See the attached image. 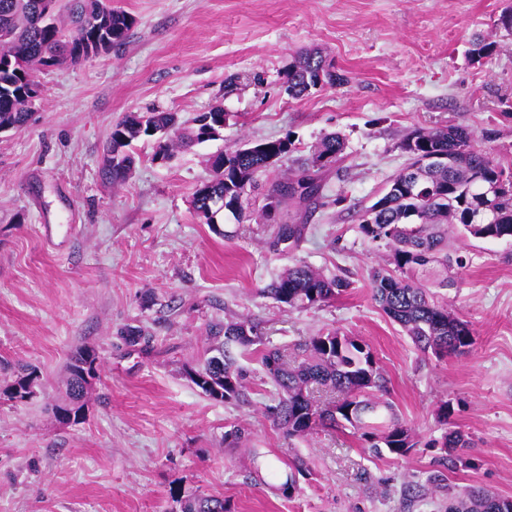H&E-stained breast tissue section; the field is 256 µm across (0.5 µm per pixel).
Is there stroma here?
<instances>
[{
	"label": "stroma",
	"instance_id": "stroma-1",
	"mask_svg": "<svg viewBox=\"0 0 512 512\" xmlns=\"http://www.w3.org/2000/svg\"><path fill=\"white\" fill-rule=\"evenodd\" d=\"M134 24L111 51L41 72L27 125L0 133V390L16 364L39 375L24 402L0 398V512H179L183 494L223 496L229 512H444L435 409L454 407L470 466L452 486L512 497V241L448 229V285L438 294L474 330L469 351L436 357L376 305L372 267L386 248L358 231L362 211L405 165L417 127H468L482 149L512 166V35L493 21L512 0H112ZM492 34V57L472 61L475 34ZM312 49L345 78L289 97L283 73ZM223 104L217 139L154 157L132 144L128 178L101 177L118 119L153 110L191 120ZM345 142L322 172L325 190L302 216L299 246L272 250L261 217L265 186L310 159L327 134ZM290 137L284 164L257 178L242 220L207 224L193 194L210 156L243 141ZM303 261L350 281L346 294L290 309L260 290ZM247 319L276 347L335 329L365 341L388 381V398L417 434L408 456H374L346 431L285 437L268 418L276 390L247 356L248 397L211 400L189 380L210 325ZM142 327L131 347L119 328ZM94 348L100 377L86 417L59 423L70 352ZM239 425L247 442L230 446ZM303 461L290 493L291 461Z\"/></svg>",
	"mask_w": 512,
	"mask_h": 512
}]
</instances>
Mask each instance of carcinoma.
<instances>
[{"mask_svg":"<svg viewBox=\"0 0 512 512\" xmlns=\"http://www.w3.org/2000/svg\"><path fill=\"white\" fill-rule=\"evenodd\" d=\"M42 0H0V55L10 54L24 62L18 69L0 66V126L17 129L29 119L32 92L39 86L37 74L48 69L45 58L54 65L73 61L65 53L69 40L100 28L111 45L125 42L134 19L123 10L104 14L99 0H71L69 22L48 18L41 9ZM497 43L478 38L472 54L477 59L492 56ZM341 78L334 66L311 52L297 54L284 75L285 91L292 98L304 96L312 88L335 87ZM227 113L219 104L200 112L193 119L195 128L181 132L175 112H147L126 115L112 126L105 147L102 176L116 183L126 180L134 166L128 147L145 136L156 138L155 158L166 159L176 148L189 149L219 136ZM407 166L397 174L385 193L360 216L359 233L364 239L390 250V267L371 273L374 300L383 313L397 323L423 354L454 356L468 350L474 341L470 323L435 299L431 288L448 286V279L436 278L437 268L448 270L460 259L448 252V225L459 224L466 235L480 239L512 240V173H508L491 153L481 149L473 132L462 125L441 128H416L403 140ZM343 140L336 134L325 137L312 161L297 172L268 183L262 217L269 219L281 204L290 202L295 209L316 207L323 189L321 169L341 159ZM292 152L289 137L248 142L210 158L212 175L196 192L192 206L206 223H214L215 207L220 205L235 219L242 214V197L255 186L256 176L288 158ZM434 154H445L449 164L436 166L427 161ZM489 184L500 191L485 209L483 191ZM306 225L280 216L274 230L273 247L287 242L298 244ZM351 283L341 277H327L311 266L297 262L284 269L260 290L276 302L292 309L321 307L343 296ZM208 339L207 357L202 366L189 373L209 378L203 393L215 401L240 402L245 398L243 369L232 348L238 346L260 355L273 381L277 398L268 407L274 426L288 437L306 436L319 428L349 429L359 436L370 451H384L400 458L415 448L417 441L410 427L395 413L385 398L387 380L370 346L336 330L309 337L301 359H288L279 347H266L258 326L248 321L226 322L213 327ZM94 365H100L97 352L77 347L67 361V399L55 414L75 410L85 404L91 384L87 377ZM38 379L35 369L23 368L12 384L0 393L13 402L30 398ZM318 386L334 394L337 401L328 406L316 404L310 387ZM452 415L450 402L437 411L443 427L441 437L432 445L444 449L443 457L452 469L470 460L457 454L470 446L460 431L448 429ZM507 498L481 487L465 486L448 499L447 512H501ZM180 512H227L219 495H183L177 498Z\"/></svg>","mask_w":512,"mask_h":512,"instance_id":"obj_1","label":"carcinoma"}]
</instances>
